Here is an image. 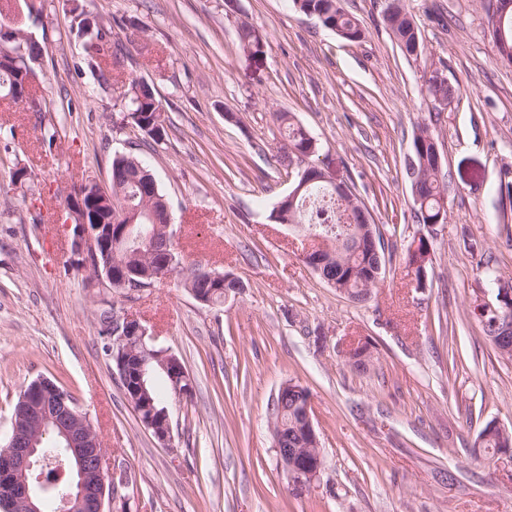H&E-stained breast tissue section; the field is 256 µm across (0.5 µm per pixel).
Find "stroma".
Instances as JSON below:
<instances>
[{"label": "stroma", "instance_id": "stroma-1", "mask_svg": "<svg viewBox=\"0 0 512 512\" xmlns=\"http://www.w3.org/2000/svg\"><path fill=\"white\" fill-rule=\"evenodd\" d=\"M35 88L48 110L0 98V445L21 390L42 377L75 396L106 463L131 478L112 512H512V458L476 447L490 421L512 431V360L474 315L512 288V63L495 56L492 0H401L421 54L383 19L387 0H342L364 30L350 42L293 0H41ZM111 28L120 71L100 77L70 32L73 11ZM256 29L264 52L238 43ZM452 88L427 91L432 71ZM152 83L167 135L124 124L131 79ZM292 113L351 188L384 241L368 301L308 265L304 232L275 210L307 165L287 148ZM52 123L65 130L43 138ZM427 130L442 155L446 223L415 217L409 164ZM132 152L169 202L184 267L233 274L240 293L197 302L173 274L135 296L103 292L71 253L66 199L111 181ZM27 177L18 180L16 172ZM425 288L406 264L419 234ZM140 318L192 380L168 397L173 444L139 422L103 349L101 309ZM368 346L355 369L348 351ZM307 387L324 467L293 491L269 423L286 382Z\"/></svg>", "mask_w": 512, "mask_h": 512}]
</instances>
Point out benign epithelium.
Listing matches in <instances>:
<instances>
[{"instance_id": "1", "label": "benign epithelium", "mask_w": 512, "mask_h": 512, "mask_svg": "<svg viewBox=\"0 0 512 512\" xmlns=\"http://www.w3.org/2000/svg\"><path fill=\"white\" fill-rule=\"evenodd\" d=\"M315 181H324L336 189V195L349 197L348 186L334 176L329 168L311 163L284 202L293 203L301 192ZM85 186L94 188L93 195L84 189L78 190L67 203L70 218L74 220L72 255L77 264L90 271L93 284L99 288L112 289V284L122 286L128 293L142 292L153 287L162 277L164 270L178 264L172 245L170 225H157L145 238H132L130 229L139 216L128 213L125 224H104L101 222L98 206L112 204V191L99 185L94 179L85 181ZM310 246L304 259L312 263L319 272L323 265L343 251L361 252L369 247L379 250L380 232L368 225L355 235L334 237L330 234H307ZM124 242L139 251L146 247L160 258V270L143 283L130 278L127 270L107 265L99 269V255L112 252V246ZM155 344L153 336L140 320L126 316L112 320V361L115 363L122 383L131 385L128 392L130 401L138 406L137 416L142 426L150 431L160 444L172 445V427L168 412H158L151 405L143 406L140 398L146 388L143 377L147 367L153 363L165 371L175 393L181 394L190 388V376L180 360L169 350L148 349ZM138 363V375L130 382L129 363ZM22 400L35 408L43 424L59 432L63 439L62 458L69 473V493L59 502L60 512H107L112 507V498L107 493L117 487L116 476L106 465V449L100 436L88 429L89 417L79 408L70 404L68 397L55 384L42 378L35 381L22 393ZM300 426L309 436L307 448L277 449L281 467L291 481L300 489L308 488L319 476L322 459L319 441L313 423L311 405L303 408ZM41 443L40 434L16 433L0 448V501L15 502L24 506L25 512H42V500L33 485V472L37 466L36 455Z\"/></svg>"}]
</instances>
